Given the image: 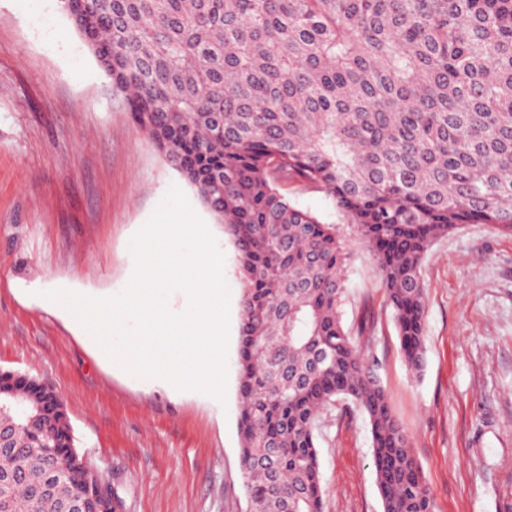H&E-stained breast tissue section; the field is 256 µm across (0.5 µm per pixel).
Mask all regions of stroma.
Wrapping results in <instances>:
<instances>
[{
	"instance_id": "stroma-1",
	"label": "stroma",
	"mask_w": 512,
	"mask_h": 512,
	"mask_svg": "<svg viewBox=\"0 0 512 512\" xmlns=\"http://www.w3.org/2000/svg\"><path fill=\"white\" fill-rule=\"evenodd\" d=\"M179 187L225 257V402L106 367L38 288L121 293L132 236ZM343 322L373 329L392 412L435 512H512V233L463 224L421 266L425 363L413 374L371 256L353 247ZM242 287L224 227L134 123L58 0H0V368L51 384L78 450L122 512H247L237 370ZM322 512H382L366 417L345 402L317 439Z\"/></svg>"
}]
</instances>
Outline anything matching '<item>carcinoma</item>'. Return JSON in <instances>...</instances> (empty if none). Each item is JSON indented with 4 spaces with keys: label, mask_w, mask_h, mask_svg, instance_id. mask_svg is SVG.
Here are the masks:
<instances>
[{
    "label": "carcinoma",
    "mask_w": 512,
    "mask_h": 512,
    "mask_svg": "<svg viewBox=\"0 0 512 512\" xmlns=\"http://www.w3.org/2000/svg\"><path fill=\"white\" fill-rule=\"evenodd\" d=\"M87 14L114 90L238 252L249 512H321L316 431L338 400L368 419L382 512H433L343 325L345 240L283 187L325 192L372 254L420 373L434 240L462 224L512 232V0H90ZM0 387L44 412L32 424L0 416L14 426L0 476L21 475L0 490V512H72L77 498L80 512H103L65 452L72 425L54 388L10 371Z\"/></svg>",
    "instance_id": "carcinoma-1"
}]
</instances>
